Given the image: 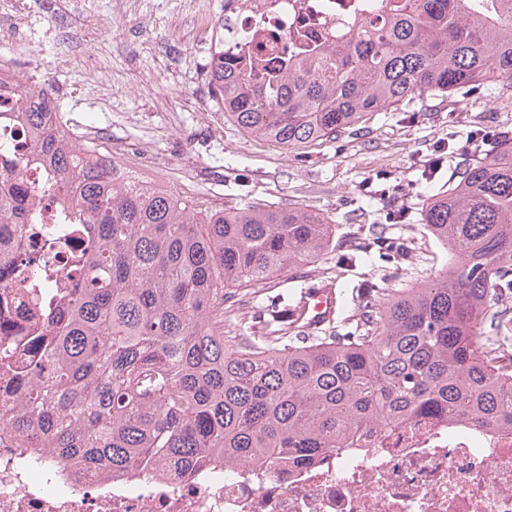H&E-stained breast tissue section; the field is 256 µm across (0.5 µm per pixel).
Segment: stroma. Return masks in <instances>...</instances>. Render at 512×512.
Wrapping results in <instances>:
<instances>
[{"mask_svg":"<svg viewBox=\"0 0 512 512\" xmlns=\"http://www.w3.org/2000/svg\"><path fill=\"white\" fill-rule=\"evenodd\" d=\"M27 3L34 47L16 71L50 77L63 112L103 129L131 163L149 145L145 180L207 206H303L334 224V251L227 300L247 332L262 329L270 305L295 304L301 288L331 280L348 295L334 333L350 336L367 285L408 288L442 274L421 210L447 189L449 170L439 167L430 187L422 170L448 135L462 146L477 137L486 154L512 138V100L478 89L461 103L428 97L423 110L382 112L336 139L284 149L227 120L209 88L210 35L181 0H13ZM356 246L371 251L370 263L348 262Z\"/></svg>","mask_w":512,"mask_h":512,"instance_id":"stroma-1","label":"stroma"}]
</instances>
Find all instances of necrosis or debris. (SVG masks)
Listing matches in <instances>:
<instances>
[{
  "mask_svg": "<svg viewBox=\"0 0 512 512\" xmlns=\"http://www.w3.org/2000/svg\"><path fill=\"white\" fill-rule=\"evenodd\" d=\"M370 14V0H227L224 43L277 60L303 42L347 36ZM14 67L0 63V141L17 154L34 147L18 111ZM17 186L27 217L66 224L74 212L46 189L42 168L0 172V185ZM14 301L0 339L27 323L41 289L14 275L0 278ZM0 512H512V431H474L470 425L417 415L367 429L347 447L309 462L275 456L238 467L222 465L189 476L169 468L93 473L60 468L49 448L14 447L0 430Z\"/></svg>",
  "mask_w": 512,
  "mask_h": 512,
  "instance_id": "necrosis-or-debris-1",
  "label": "necrosis or debris"
}]
</instances>
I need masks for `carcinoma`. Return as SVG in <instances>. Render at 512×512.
Segmentation results:
<instances>
[{"label": "carcinoma", "instance_id": "cac0c4a2", "mask_svg": "<svg viewBox=\"0 0 512 512\" xmlns=\"http://www.w3.org/2000/svg\"><path fill=\"white\" fill-rule=\"evenodd\" d=\"M210 89L251 134L286 148L333 140L417 97L512 87V0H381L348 38L313 44L275 65L221 47ZM508 81L509 86L501 85ZM35 95L21 120L36 150L7 169L45 168L81 224H29L0 191V270L49 286L20 335L0 341V402L19 448H52L66 465L133 473L280 455L302 462L360 429L424 412L480 428H512V354L496 306L512 288V142L454 169L423 221L448 252L443 275L374 289L352 336L309 341L231 336L226 289L259 286L336 247V229L304 207H199L164 187L144 191L48 123ZM73 246L74 276L25 245Z\"/></svg>", "mask_w": 512, "mask_h": 512}]
</instances>
